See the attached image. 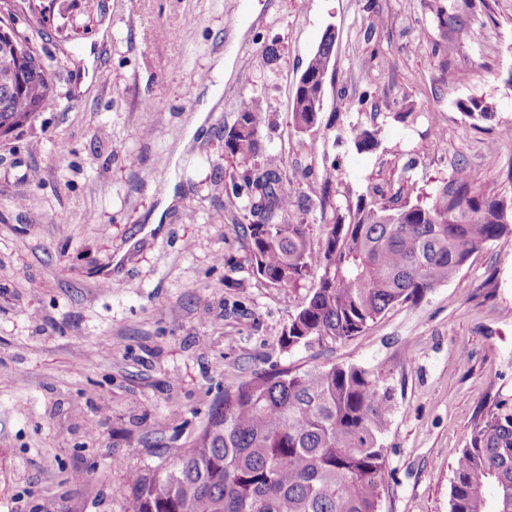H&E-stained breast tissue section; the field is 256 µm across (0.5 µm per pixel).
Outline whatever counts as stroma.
<instances>
[{"label": "stroma", "instance_id": "1", "mask_svg": "<svg viewBox=\"0 0 512 512\" xmlns=\"http://www.w3.org/2000/svg\"><path fill=\"white\" fill-rule=\"evenodd\" d=\"M433 3L0 0L59 99L0 137V512H131L115 493L127 471L172 464L226 387L332 363L373 370L394 394L381 512H449L475 415L512 404V246L486 245L359 336L286 348L302 294L253 275L243 168L224 151L242 99L258 101L259 164L305 192L330 187L289 215L316 249L376 187L412 200L465 171L512 197V0H471L458 83L432 50ZM330 28L334 86L301 132L296 83ZM217 85L229 92L205 136L188 137ZM469 98L494 118L467 117ZM356 127L379 129L375 149L356 148Z\"/></svg>", "mask_w": 512, "mask_h": 512}]
</instances>
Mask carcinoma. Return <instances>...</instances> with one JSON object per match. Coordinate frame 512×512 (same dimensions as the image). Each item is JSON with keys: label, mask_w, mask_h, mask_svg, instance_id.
Instances as JSON below:
<instances>
[{"label": "carcinoma", "mask_w": 512, "mask_h": 512, "mask_svg": "<svg viewBox=\"0 0 512 512\" xmlns=\"http://www.w3.org/2000/svg\"><path fill=\"white\" fill-rule=\"evenodd\" d=\"M448 81L462 74L452 57L471 35L458 5L436 0ZM22 51L18 81L0 85V132L9 134L53 107L54 83L30 40L13 32ZM333 39L322 38L302 72L292 102L300 131L317 124L315 105L327 76ZM473 120L493 116L489 103L461 104ZM264 109L244 103L224 131L225 152L250 165L247 262L277 288L304 286L322 269L292 316L283 346L338 342L362 334L390 308L415 303L456 279L489 243L512 241V198L489 196L460 173L416 201L360 200L348 223L326 225L312 248L307 225L283 214L311 201L300 183L256 164ZM377 129L355 130L360 150L377 145ZM392 391L371 371L330 364L302 371H259L224 390L189 448L162 475L132 471L120 493L133 512H380ZM450 512H512V405L496 402L474 419L469 442L453 467Z\"/></svg>", "instance_id": "carcinoma-1"}]
</instances>
